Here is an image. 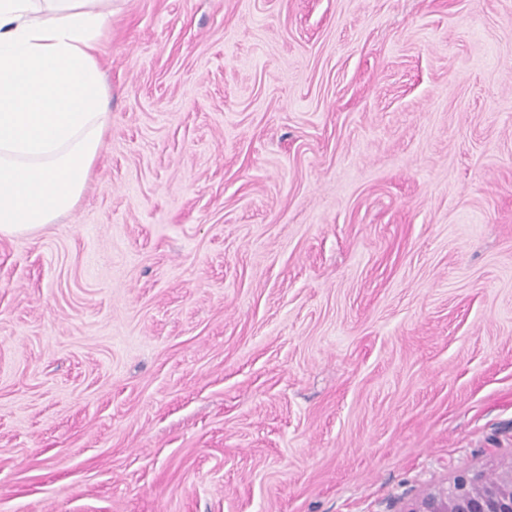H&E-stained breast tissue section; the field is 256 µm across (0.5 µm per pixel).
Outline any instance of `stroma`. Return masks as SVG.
<instances>
[{
    "instance_id": "obj_1",
    "label": "stroma",
    "mask_w": 512,
    "mask_h": 512,
    "mask_svg": "<svg viewBox=\"0 0 512 512\" xmlns=\"http://www.w3.org/2000/svg\"><path fill=\"white\" fill-rule=\"evenodd\" d=\"M79 202L0 238V512H406L512 461V0H112Z\"/></svg>"
}]
</instances>
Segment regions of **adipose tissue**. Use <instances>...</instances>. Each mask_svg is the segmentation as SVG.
Here are the masks:
<instances>
[{"instance_id": "1", "label": "adipose tissue", "mask_w": 512, "mask_h": 512, "mask_svg": "<svg viewBox=\"0 0 512 512\" xmlns=\"http://www.w3.org/2000/svg\"><path fill=\"white\" fill-rule=\"evenodd\" d=\"M106 0H0V237L72 209L107 131Z\"/></svg>"}]
</instances>
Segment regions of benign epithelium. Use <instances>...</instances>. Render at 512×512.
Returning <instances> with one entry per match:
<instances>
[{"mask_svg": "<svg viewBox=\"0 0 512 512\" xmlns=\"http://www.w3.org/2000/svg\"><path fill=\"white\" fill-rule=\"evenodd\" d=\"M406 512H512V462L491 478L460 473L450 486L425 494Z\"/></svg>", "mask_w": 512, "mask_h": 512, "instance_id": "obj_1", "label": "benign epithelium"}]
</instances>
